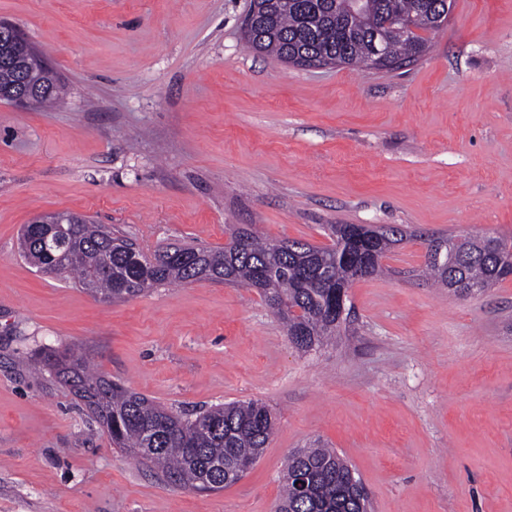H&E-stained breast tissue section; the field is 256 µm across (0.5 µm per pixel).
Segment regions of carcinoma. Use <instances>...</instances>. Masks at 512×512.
Instances as JSON below:
<instances>
[{
	"label": "carcinoma",
	"mask_w": 512,
	"mask_h": 512,
	"mask_svg": "<svg viewBox=\"0 0 512 512\" xmlns=\"http://www.w3.org/2000/svg\"><path fill=\"white\" fill-rule=\"evenodd\" d=\"M349 6V0H258L244 38L253 51L294 66L336 58L345 66L367 68L375 67V41L383 38L391 56L388 69H399L429 49L425 34L438 30L437 17L448 8V0H361L358 19L350 17ZM25 59L24 43H0V94H19L31 84ZM42 86L39 105L61 99L64 83L54 72L42 77ZM353 228L327 225L328 246L268 241L239 228L222 248L176 245L148 256L112 228L85 218L64 225L56 240L43 225L26 224L19 250L38 270L64 274L112 302L162 285L203 280L258 288L265 298L282 296L286 311L281 319L293 344L304 352L335 334L331 303L336 289L356 277L388 272L383 259L407 239L423 240L426 275L456 296L483 292L512 275V236L426 238L416 230L382 224L374 227V241L367 244L347 236ZM42 367L84 401L112 445L195 492L224 488V472L215 464H239L263 451L274 433L271 412L257 401L215 405L184 416L98 375L87 355L73 348L44 353ZM141 448L150 453L139 455ZM297 472L309 474L307 487L299 490L295 482L285 481L280 512H369V499L351 492L350 466L336 449L295 450L287 473Z\"/></svg>",
	"instance_id": "1"
}]
</instances>
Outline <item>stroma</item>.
Instances as JSON below:
<instances>
[{"instance_id": "35a3bbf8", "label": "stroma", "mask_w": 512, "mask_h": 512, "mask_svg": "<svg viewBox=\"0 0 512 512\" xmlns=\"http://www.w3.org/2000/svg\"><path fill=\"white\" fill-rule=\"evenodd\" d=\"M452 3L425 55L377 70L252 51L250 0H0L67 88L49 108L0 101V512H276L290 453L317 441L372 512H512V277L459 298L402 243L306 353L256 289L107 302L18 254L49 212L148 255L245 225L319 246L328 224L512 235V0ZM65 346L178 412L260 401L275 432L239 482L180 488L39 369Z\"/></svg>"}]
</instances>
